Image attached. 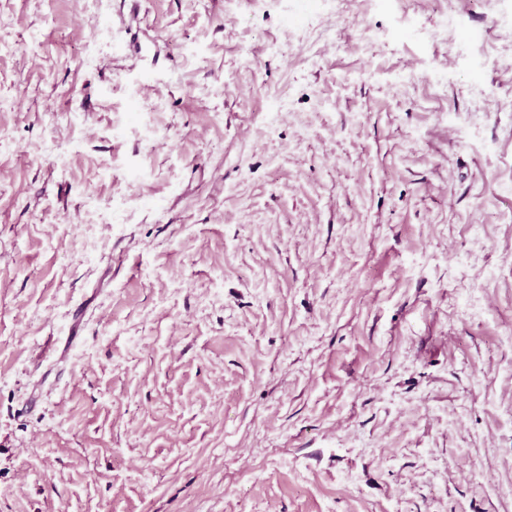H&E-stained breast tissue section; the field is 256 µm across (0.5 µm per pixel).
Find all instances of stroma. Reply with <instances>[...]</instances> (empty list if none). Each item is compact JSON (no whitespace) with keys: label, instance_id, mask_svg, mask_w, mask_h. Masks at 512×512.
<instances>
[{"label":"stroma","instance_id":"35a3bbf8","mask_svg":"<svg viewBox=\"0 0 512 512\" xmlns=\"http://www.w3.org/2000/svg\"><path fill=\"white\" fill-rule=\"evenodd\" d=\"M300 9L0 0V512H512V0Z\"/></svg>","mask_w":512,"mask_h":512}]
</instances>
